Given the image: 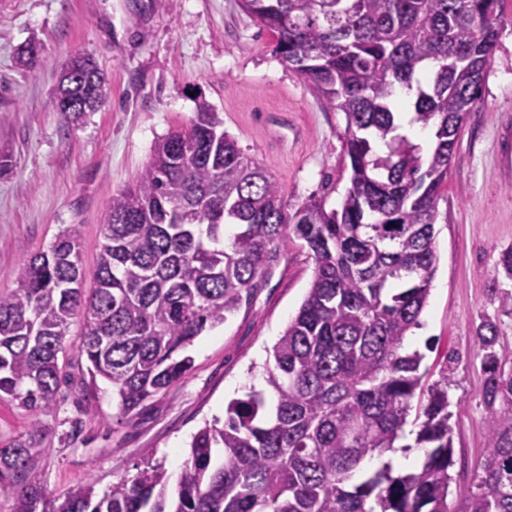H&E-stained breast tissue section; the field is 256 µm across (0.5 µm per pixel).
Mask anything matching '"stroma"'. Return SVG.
Here are the masks:
<instances>
[{"label": "stroma", "instance_id": "1", "mask_svg": "<svg viewBox=\"0 0 512 512\" xmlns=\"http://www.w3.org/2000/svg\"><path fill=\"white\" fill-rule=\"evenodd\" d=\"M502 21L482 97L448 171L419 339L405 346L424 356V385L448 383L452 504L468 491L486 446L481 321H496L501 344L512 348V313L490 294L495 283L512 290L499 267L512 249V0H503ZM32 39L40 53L26 72L16 52ZM274 48L273 33L239 0H0V157L12 163L0 178V293L15 288L24 259L67 229L77 232L85 276L93 278L113 194L137 179L160 137L189 123L200 96L273 177L289 210L314 197L337 207L350 185L344 116L324 109ZM83 54L105 72L107 98L75 128L52 100L61 69ZM312 277L305 248L289 239L249 301L195 340L191 370L148 401L134 425L120 420L108 383L87 398L67 386L50 414L0 402V445L42 425L46 452L34 477L54 492L90 479L102 491L149 463L178 476L204 422L223 417L249 387H264L270 352Z\"/></svg>", "mask_w": 512, "mask_h": 512}]
</instances>
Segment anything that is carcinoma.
Segmentation results:
<instances>
[{
    "mask_svg": "<svg viewBox=\"0 0 512 512\" xmlns=\"http://www.w3.org/2000/svg\"><path fill=\"white\" fill-rule=\"evenodd\" d=\"M276 37L275 51L326 109L341 112L350 185L337 208L312 199L288 213L278 184L224 131L204 98L160 139L135 183L112 195L93 286L83 287L74 232L25 259L0 293V400L52 409L82 319L84 394L112 385L119 416L178 383L181 352L248 300L295 237L314 274L273 347L264 393L233 400L192 437L170 486L149 465L102 493H63L35 480L44 431L0 446L9 512H449L454 466L447 386L423 389V355L404 352L435 275V224L463 125L481 98L501 26V0H240ZM106 76L87 56L64 67L54 107L77 126L105 103ZM432 129L423 149L397 133L400 105ZM486 448L457 512H512V351L496 323L476 328ZM417 470L367 458L397 448L411 411Z\"/></svg>",
    "mask_w": 512,
    "mask_h": 512,
    "instance_id": "cac0c4a2",
    "label": "carcinoma"
}]
</instances>
